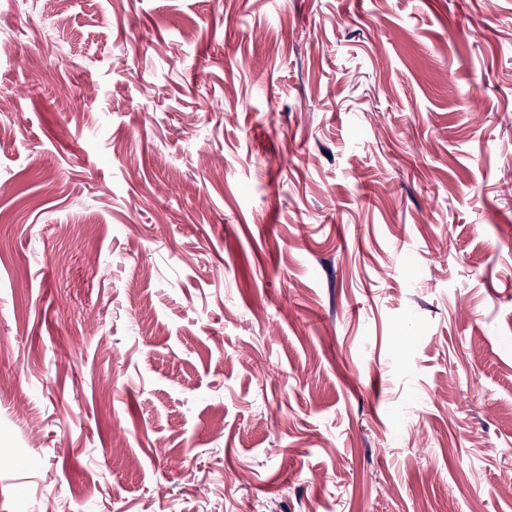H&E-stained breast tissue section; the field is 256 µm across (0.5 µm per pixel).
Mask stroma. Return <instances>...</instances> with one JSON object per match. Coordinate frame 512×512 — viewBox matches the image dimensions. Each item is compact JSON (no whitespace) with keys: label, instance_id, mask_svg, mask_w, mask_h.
<instances>
[{"label":"stroma","instance_id":"stroma-1","mask_svg":"<svg viewBox=\"0 0 512 512\" xmlns=\"http://www.w3.org/2000/svg\"><path fill=\"white\" fill-rule=\"evenodd\" d=\"M0 512H512V0H0Z\"/></svg>","mask_w":512,"mask_h":512}]
</instances>
